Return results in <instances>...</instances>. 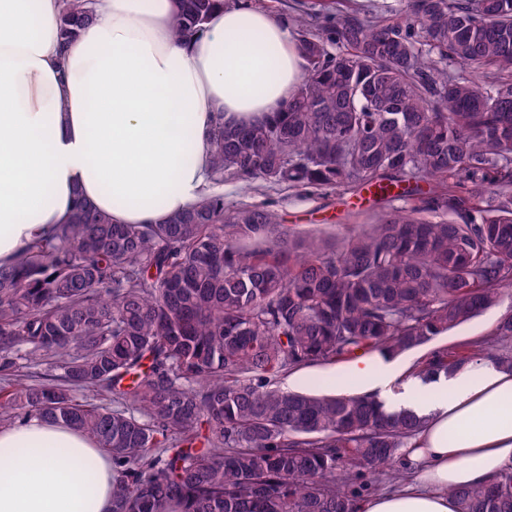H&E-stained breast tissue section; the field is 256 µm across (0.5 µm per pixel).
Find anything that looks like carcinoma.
Returning a JSON list of instances; mask_svg holds the SVG:
<instances>
[{"label":"carcinoma","mask_w":512,"mask_h":512,"mask_svg":"<svg viewBox=\"0 0 512 512\" xmlns=\"http://www.w3.org/2000/svg\"><path fill=\"white\" fill-rule=\"evenodd\" d=\"M217 2L180 0L179 42ZM316 5L296 19L304 74L284 107L248 126L216 114L195 207L113 224L76 198L69 223L0 265V370H29L4 377L0 420L86 433L112 457V512H356L348 482L370 484L421 420L281 378L396 358L512 289V0H407L391 21L339 10L323 36ZM91 19V0H64L63 40ZM226 178L389 206L330 238L225 202ZM477 358L512 370V313L415 372L428 384ZM453 495L460 512H512V466Z\"/></svg>","instance_id":"obj_1"}]
</instances>
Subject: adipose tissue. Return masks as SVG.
Returning a JSON list of instances; mask_svg holds the SVG:
<instances>
[{"label":"adipose tissue","instance_id":"1","mask_svg":"<svg viewBox=\"0 0 512 512\" xmlns=\"http://www.w3.org/2000/svg\"><path fill=\"white\" fill-rule=\"evenodd\" d=\"M178 0H95L63 43L57 0H0V264L67 223L74 197L116 224H161L207 191L214 113L248 124L278 111L303 59L287 25L248 0L216 8L176 41ZM405 374L374 354L345 366L356 394ZM414 476L358 512H459L451 491L512 465V370L468 363L419 399ZM0 512H112V461L80 430L39 417L0 429Z\"/></svg>","mask_w":512,"mask_h":512}]
</instances>
